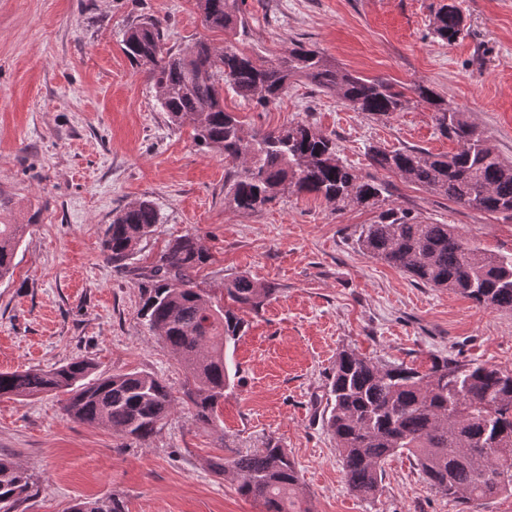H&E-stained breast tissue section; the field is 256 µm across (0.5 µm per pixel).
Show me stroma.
Returning <instances> with one entry per match:
<instances>
[{
  "label": "stroma",
  "instance_id": "stroma-1",
  "mask_svg": "<svg viewBox=\"0 0 512 512\" xmlns=\"http://www.w3.org/2000/svg\"><path fill=\"white\" fill-rule=\"evenodd\" d=\"M443 2L243 0L238 45L273 55L301 42L359 76L425 84L512 160V0H455L465 28L451 44L432 33ZM149 16L163 20L175 50L226 38L204 25L195 0H0V197L11 223L28 227L11 280L0 281V371L80 358L95 375L141 371L181 396L183 370L141 316L138 274L187 233L211 255L199 273L206 287L246 273L279 291L242 314L245 333L231 350L239 382L224 397L223 428L197 423L180 404L155 435L135 441L73 419L54 395L1 397L0 455L40 490L17 512H70L113 497L123 512H262L210 463L270 439L294 459L314 512H512L510 493L481 505L448 500L404 456L385 464L377 500L348 490L316 403L337 353L350 347L423 368L452 355L512 371V311L418 284L362 253L356 239L374 209L296 194L253 212L225 205L229 162L199 147L191 126L170 124L146 70L122 50L126 27ZM224 105L249 134L310 124L360 176L387 184L391 207L512 253V221L370 166L373 145L455 149L417 101L380 119L298 80L267 106L230 92ZM144 199L160 222L126 266L114 267L102 232Z\"/></svg>",
  "mask_w": 512,
  "mask_h": 512
}]
</instances>
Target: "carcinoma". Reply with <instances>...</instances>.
Instances as JSON below:
<instances>
[{
	"instance_id": "cac0c4a2",
	"label": "carcinoma",
	"mask_w": 512,
	"mask_h": 512,
	"mask_svg": "<svg viewBox=\"0 0 512 512\" xmlns=\"http://www.w3.org/2000/svg\"><path fill=\"white\" fill-rule=\"evenodd\" d=\"M236 4L196 0L207 27L234 34L246 28ZM463 32L459 8L453 3L440 7L434 35L452 43ZM163 39L162 21L145 17L127 26L123 50L163 92L159 102L171 125H191L199 145L232 164L224 176L226 205L255 211L286 192L314 194L337 205L379 208L386 201L384 182L360 177L338 157L332 140L308 124L245 134L239 117L224 108V89L267 105L302 78L339 95L356 112L389 116L409 104L407 88L356 76L302 43L270 58L249 55L231 39L222 47L197 42L177 52L164 49ZM412 92L433 112L439 134L456 142V151L372 147L370 165L463 207L512 219V162L503 160L453 103L422 84ZM157 223L158 210L149 200L120 210L104 232L105 259L125 266ZM25 232L24 224L0 223V281L12 276ZM356 244L420 284L512 311V254L482 248L450 224H421L387 208L374 223L362 226ZM209 261L198 239L186 234L170 241L139 278L147 295V325L185 371L182 402L196 421L215 426L224 392L234 387L238 374L229 350L244 332L239 312L259 311L278 288L245 273L225 278L217 292L203 288L197 276ZM92 370L93 364L82 359L49 370L0 372V397L62 394L63 410L75 420L139 441L152 437L175 408L169 386L152 374L94 378ZM322 419L336 442L349 491L364 499L378 498L384 464L404 455L437 493L452 500L469 503L512 493V372L487 362L444 356L420 370L346 348L336 356ZM211 469L232 477L237 492L262 505L263 512H312L295 463L271 439L249 454L218 457ZM31 489L30 476L0 455V512H14ZM73 508L123 512L116 499L83 501Z\"/></svg>"
}]
</instances>
